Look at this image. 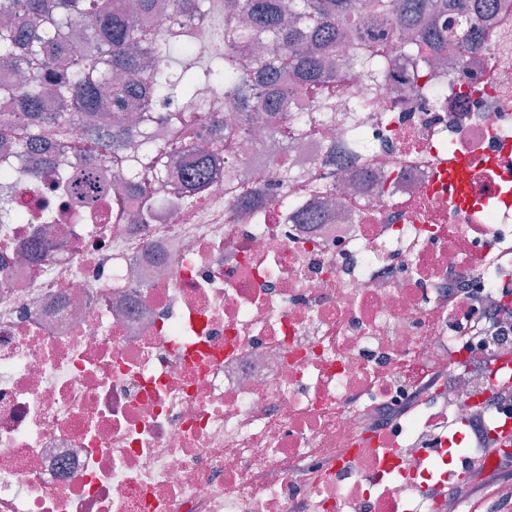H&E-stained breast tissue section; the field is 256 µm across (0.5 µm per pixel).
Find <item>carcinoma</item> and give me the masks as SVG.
Returning a JSON list of instances; mask_svg holds the SVG:
<instances>
[{"instance_id": "carcinoma-1", "label": "carcinoma", "mask_w": 512, "mask_h": 512, "mask_svg": "<svg viewBox=\"0 0 512 512\" xmlns=\"http://www.w3.org/2000/svg\"><path fill=\"white\" fill-rule=\"evenodd\" d=\"M188 18L204 13L212 0H177ZM237 12L224 15V58L205 71L208 87L223 93L224 108L244 109L258 117L259 130L272 135L288 131L280 115V101L293 90L319 97L323 111H341L336 99L325 95L323 76L335 63L337 50L346 51L365 77L373 78L388 65L387 38L402 33L397 46L401 65L414 70L426 66L419 56L448 58L479 45L481 25L495 10L512 11V0H223ZM155 0H0V15L13 17L0 24V61L20 63L21 80L0 78V132L11 113L21 115L16 149L61 146L73 128L99 137L101 148L112 153V164L123 162L135 129L153 116L142 112L130 122L123 103L138 92L145 99L156 94L194 103L203 92L194 68L206 59L193 30H159L139 25L131 16L154 13ZM74 56L67 72L49 74L44 55ZM161 62L152 80L143 78L149 65ZM51 94L67 103L53 120L43 112ZM110 95L112 124L105 125L104 97ZM171 140L195 156L183 171L188 195L201 190L210 175L207 154L192 144L193 112H172L166 118ZM66 190L93 205L100 196L95 170L78 168L65 178Z\"/></svg>"}]
</instances>
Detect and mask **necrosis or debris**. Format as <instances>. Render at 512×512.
<instances>
[{"mask_svg": "<svg viewBox=\"0 0 512 512\" xmlns=\"http://www.w3.org/2000/svg\"><path fill=\"white\" fill-rule=\"evenodd\" d=\"M357 148L317 117L299 138L245 143L242 112L193 107L224 139L186 206L134 221L59 191L73 133L34 169L0 139V512H446L472 483V421L512 424V275L480 265L512 240V16L418 95L396 69L359 77ZM468 164L470 201L438 171ZM287 156V169L277 161ZM466 292L448 303L449 287Z\"/></svg>", "mask_w": 512, "mask_h": 512, "instance_id": "4bbe7bcc", "label": "necrosis or debris"}]
</instances>
